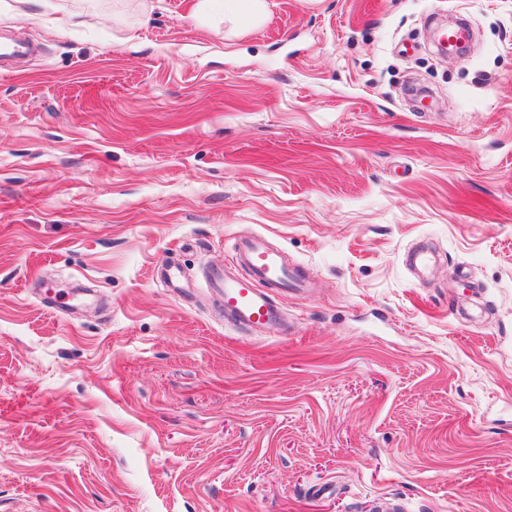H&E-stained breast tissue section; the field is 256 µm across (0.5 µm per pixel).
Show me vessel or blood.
Listing matches in <instances>:
<instances>
[{"label": "vessel or blood", "mask_w": 512, "mask_h": 512, "mask_svg": "<svg viewBox=\"0 0 512 512\" xmlns=\"http://www.w3.org/2000/svg\"><path fill=\"white\" fill-rule=\"evenodd\" d=\"M232 252L234 268L207 271V284L220 295L227 319L242 329L281 328L283 311L275 293H302L311 288V281L298 274L264 235L239 236Z\"/></svg>", "instance_id": "b4317fda"}]
</instances>
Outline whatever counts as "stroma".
<instances>
[{
  "label": "stroma",
  "mask_w": 512,
  "mask_h": 512,
  "mask_svg": "<svg viewBox=\"0 0 512 512\" xmlns=\"http://www.w3.org/2000/svg\"><path fill=\"white\" fill-rule=\"evenodd\" d=\"M194 2L0 14V512H512V0ZM232 252L236 271L225 266L207 270V284L221 296L227 319L242 329H280L283 311L274 293L306 292L311 281L298 274L264 235L239 236Z\"/></svg>",
  "instance_id": "stroma-1"
}]
</instances>
